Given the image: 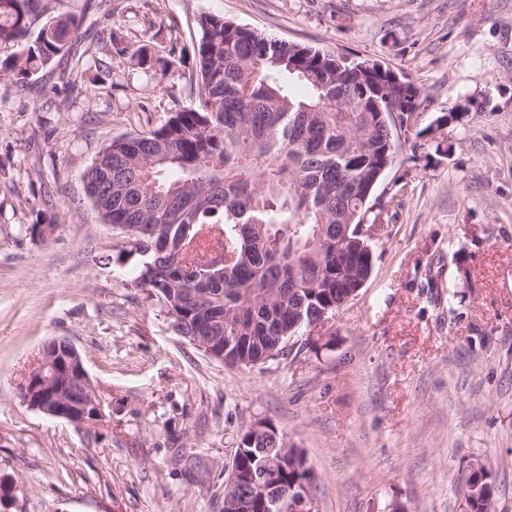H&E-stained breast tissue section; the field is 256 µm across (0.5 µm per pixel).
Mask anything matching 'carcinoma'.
<instances>
[{
  "label": "carcinoma",
  "instance_id": "obj_1",
  "mask_svg": "<svg viewBox=\"0 0 512 512\" xmlns=\"http://www.w3.org/2000/svg\"><path fill=\"white\" fill-rule=\"evenodd\" d=\"M61 3L0 0V72L23 83L70 52L81 16ZM199 27L195 103L104 146L112 214L100 218L137 225L128 243L144 260L133 283L163 305L177 335L197 344L213 305L224 316L210 327L213 350L253 366L282 355L311 317L336 314L369 277L371 249L355 229L380 218L368 217L370 200L420 91L411 80L392 84L387 66L370 70L222 15H201ZM216 252L224 279L200 287L202 303L183 297ZM253 452L246 430L231 466L246 474ZM278 481L297 489L314 481L301 451L288 450ZM493 494L465 495L470 512H490Z\"/></svg>",
  "mask_w": 512,
  "mask_h": 512
}]
</instances>
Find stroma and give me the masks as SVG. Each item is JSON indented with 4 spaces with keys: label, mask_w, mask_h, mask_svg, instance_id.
<instances>
[{
    "label": "stroma",
    "mask_w": 512,
    "mask_h": 512,
    "mask_svg": "<svg viewBox=\"0 0 512 512\" xmlns=\"http://www.w3.org/2000/svg\"><path fill=\"white\" fill-rule=\"evenodd\" d=\"M68 57L0 75V474L18 512H219L240 433L270 421L313 470L319 512H463L472 463L512 512V0H64ZM373 59L420 88L371 203L373 269L311 348L232 367L178 336L142 258L87 199L111 140L192 104L204 14ZM173 59L167 75L125 51ZM82 69L78 86L68 83ZM448 153L424 130L442 114ZM70 339L109 419L20 398Z\"/></svg>",
    "instance_id": "stroma-1"
}]
</instances>
